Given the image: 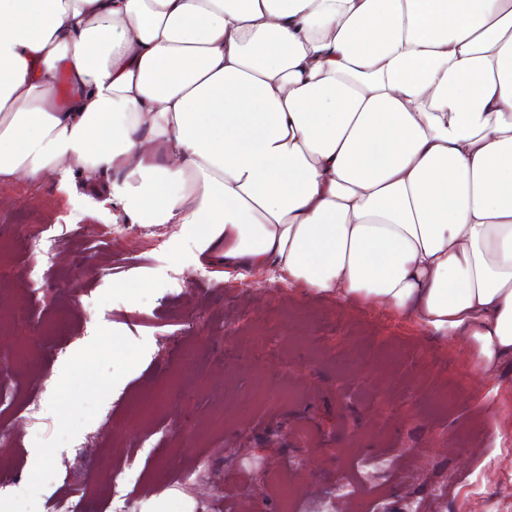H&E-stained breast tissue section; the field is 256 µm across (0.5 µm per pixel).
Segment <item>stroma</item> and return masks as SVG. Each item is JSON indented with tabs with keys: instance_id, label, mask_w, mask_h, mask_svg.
Listing matches in <instances>:
<instances>
[{
	"instance_id": "35a3bbf8",
	"label": "stroma",
	"mask_w": 512,
	"mask_h": 512,
	"mask_svg": "<svg viewBox=\"0 0 512 512\" xmlns=\"http://www.w3.org/2000/svg\"><path fill=\"white\" fill-rule=\"evenodd\" d=\"M75 184L0 182V477L28 489L0 512H56L81 487L75 512H109L116 482L126 512L171 490L195 512L214 494L229 512H512V364L476 371L466 338L380 303L176 263L178 225L113 223ZM44 224L49 262L27 246Z\"/></svg>"
}]
</instances>
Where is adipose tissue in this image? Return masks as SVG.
Returning <instances> with one entry per match:
<instances>
[{
	"label": "adipose tissue",
	"instance_id": "obj_1",
	"mask_svg": "<svg viewBox=\"0 0 512 512\" xmlns=\"http://www.w3.org/2000/svg\"><path fill=\"white\" fill-rule=\"evenodd\" d=\"M512 361V0H0V181Z\"/></svg>",
	"mask_w": 512,
	"mask_h": 512
}]
</instances>
